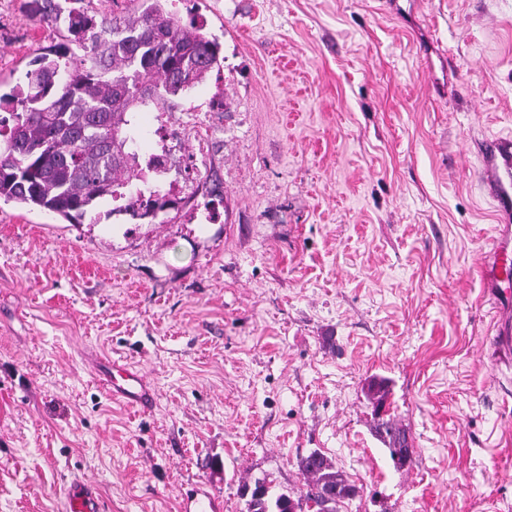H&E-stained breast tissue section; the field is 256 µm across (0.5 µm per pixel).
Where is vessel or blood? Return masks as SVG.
I'll use <instances>...</instances> for the list:
<instances>
[{
	"label": "vessel or blood",
	"instance_id": "1",
	"mask_svg": "<svg viewBox=\"0 0 512 512\" xmlns=\"http://www.w3.org/2000/svg\"><path fill=\"white\" fill-rule=\"evenodd\" d=\"M483 166L484 182L504 219L512 218V137L482 139L475 143ZM493 287L490 291L496 306L512 301L505 282L512 280V230L502 231L496 238L488 266ZM495 344L503 355L512 354V315L497 316ZM104 384L113 395L129 402L147 404L152 394L138 371L125 364H113L104 374ZM224 500L204 483L186 492L180 512H223ZM64 512H105L94 484L86 479H74L65 490Z\"/></svg>",
	"mask_w": 512,
	"mask_h": 512
}]
</instances>
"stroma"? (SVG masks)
I'll return each instance as SVG.
<instances>
[{
  "mask_svg": "<svg viewBox=\"0 0 512 512\" xmlns=\"http://www.w3.org/2000/svg\"><path fill=\"white\" fill-rule=\"evenodd\" d=\"M219 69L134 116L168 159L162 224L101 202L81 224L0 203V512H63L74 476L108 512H224L298 493L324 453L339 512H512V367L489 338L501 228L474 139L512 135V0H168ZM0 0V94L67 45ZM208 129L200 152L190 128ZM138 370L142 408L97 359ZM412 459L395 469L373 377ZM367 398L372 406L374 430L387 447L390 460L397 469L404 468L412 457L411 446L406 431L393 419L386 409L388 390L385 379H373L367 387ZM401 466L398 467L396 458ZM224 499L205 483L196 484L183 495L181 512H222Z\"/></svg>",
  "mask_w": 512,
  "mask_h": 512,
  "instance_id": "1",
  "label": "stroma"
}]
</instances>
